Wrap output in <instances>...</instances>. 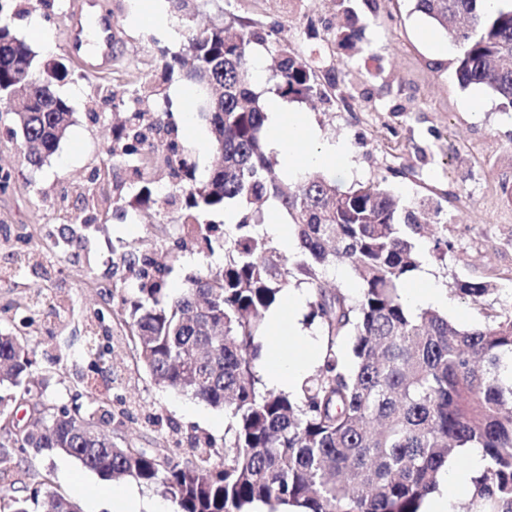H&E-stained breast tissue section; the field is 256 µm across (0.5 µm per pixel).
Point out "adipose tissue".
<instances>
[{
    "label": "adipose tissue",
    "mask_w": 512,
    "mask_h": 512,
    "mask_svg": "<svg viewBox=\"0 0 512 512\" xmlns=\"http://www.w3.org/2000/svg\"><path fill=\"white\" fill-rule=\"evenodd\" d=\"M266 115L268 139L279 152L286 175L310 166H325L337 174L349 170L351 155L344 142L324 145L315 153L307 151V144L318 137L308 113L285 111L280 101L273 100ZM304 302V293L286 292L281 308L273 310L267 317V334L272 338V345L264 377L269 387L294 391L319 363L317 339L308 335L298 316ZM465 456L464 465L448 466L437 490L427 495L423 512H454L457 492L470 488L472 477L486 465L480 449H466Z\"/></svg>",
    "instance_id": "obj_1"
}]
</instances>
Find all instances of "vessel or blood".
Masks as SVG:
<instances>
[{"mask_svg": "<svg viewBox=\"0 0 512 512\" xmlns=\"http://www.w3.org/2000/svg\"><path fill=\"white\" fill-rule=\"evenodd\" d=\"M69 14L65 32L69 52L90 73L111 70L116 60L113 46L120 32L116 15L103 7L101 0H72Z\"/></svg>", "mask_w": 512, "mask_h": 512, "instance_id": "1", "label": "vessel or blood"}]
</instances>
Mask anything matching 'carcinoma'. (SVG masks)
Returning <instances> with one entry per match:
<instances>
[{"instance_id":"cac0c4a2","label":"carcinoma","mask_w":512,"mask_h":512,"mask_svg":"<svg viewBox=\"0 0 512 512\" xmlns=\"http://www.w3.org/2000/svg\"><path fill=\"white\" fill-rule=\"evenodd\" d=\"M461 47L456 77L461 87L489 89L512 109V7L490 10L485 0H411ZM337 46H355L361 28L350 0H335ZM272 45L270 69L280 96L297 102L334 99L348 104L346 80L315 64L254 20L191 26L184 58L159 49L167 75L184 76L205 90L202 114L210 125L216 164L196 181L174 128L146 103L159 86L112 107L128 111L112 134V157L142 173L132 136L163 143L169 194L185 197L183 223L237 207L232 236L224 240V267L206 268L174 298L166 267L142 282L131 301V335L142 367L166 387L224 410V445L195 441L183 462L160 459L147 448L120 446L102 427L112 426L110 390L89 403H41L35 435L0 440V473L32 454L64 453L103 480L133 479L155 486L175 512H249L263 502L291 512H421L448 458L480 448L488 459L473 478L466 512H512V314L488 313L480 328L462 329L432 309L409 310L401 296L407 274L424 250L422 198L404 205L383 183L340 189L315 173L292 184L275 175L265 151L261 95L250 84L253 48ZM70 75L66 66L41 69L36 52L0 23V99L27 84L10 111L31 170L59 146L72 122L68 101L53 90ZM117 200L135 208L148 199L137 184L112 186ZM273 198L291 219L297 250L287 255L259 232V205ZM348 264L357 295L329 288L328 267ZM306 285L312 318L323 333L321 360L293 393L264 389L259 375L262 325L290 282ZM473 302L493 291L488 281H458ZM350 342V351L343 348ZM34 364L27 339L0 329V388L30 393ZM79 512L58 494L35 487L11 498V512Z\"/></svg>"}]
</instances>
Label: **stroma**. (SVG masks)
<instances>
[{
	"mask_svg": "<svg viewBox=\"0 0 512 512\" xmlns=\"http://www.w3.org/2000/svg\"><path fill=\"white\" fill-rule=\"evenodd\" d=\"M152 0H122L118 22L124 41L121 64L111 74H86L65 45L69 0H14L6 19L37 53L42 66L65 64L71 77L56 91L73 109V122L57 150L38 171L24 166L20 140L10 132L9 115L0 116V168L11 186L0 192V267L32 254L43 237L73 232L63 258L51 268H21L13 282L0 284V328L22 327L37 353L29 395L7 403L29 417L36 403L68 400L112 390L117 424L112 437L159 458L185 456L194 438L224 441L225 415L205 403L159 385L138 361L135 342L124 323L125 304L141 285L125 256H147L169 269L167 285L182 288L204 267H222V240L205 245L188 239L181 226V203L157 202L119 218L112 185L132 180L129 167L113 160L112 128L123 122L101 98V87L127 94L134 87L158 85L165 108L191 151L197 180H207L214 164L210 128L199 112L203 90L182 74L165 77L160 48L178 53L187 32L177 19L169 31L139 23ZM274 27L318 66L348 75L353 83L347 105L292 101L295 112L309 113L321 142H345L352 154L348 172L336 176L341 187L368 181L386 185L409 205L434 194L440 213L420 238L451 243L444 258L425 256L422 266L445 289L440 313L463 328L484 321V311L512 307V199L501 185L512 182V109H503L486 88H461L453 61L432 59L417 36L429 21L414 12L411 0H376L359 6L365 25L355 50L332 49L331 0H220L201 7L195 23L214 21L218 10ZM407 168L399 176V168ZM494 284L493 292L473 303L454 289L455 279ZM108 287L110 302L99 289ZM43 483L76 502L80 512H109L103 491L120 486L149 499L161 489L131 479L119 484L100 479L73 457L56 453L23 461L0 475V500Z\"/></svg>",
	"mask_w": 512,
	"mask_h": 512,
	"instance_id": "35a3bbf8",
	"label": "stroma"
}]
</instances>
